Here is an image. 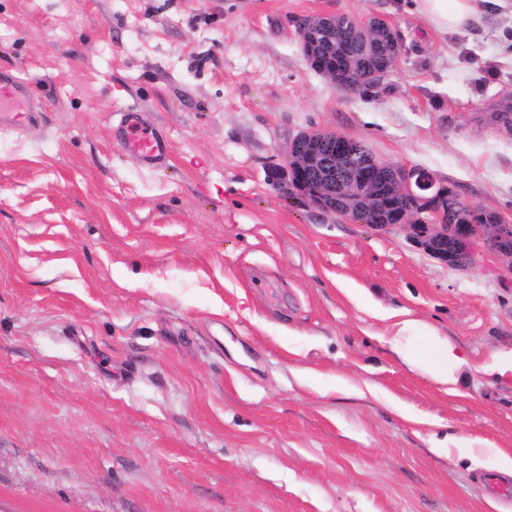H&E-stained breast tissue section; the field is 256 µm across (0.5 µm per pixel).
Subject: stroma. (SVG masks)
Listing matches in <instances>:
<instances>
[{
	"mask_svg": "<svg viewBox=\"0 0 512 512\" xmlns=\"http://www.w3.org/2000/svg\"><path fill=\"white\" fill-rule=\"evenodd\" d=\"M332 13L399 30L382 84L310 69L291 20ZM2 72L43 112L0 126V512H512L483 485L512 453L490 369L512 269L323 212L281 153L331 131L512 225L511 14L446 34L415 0H0ZM130 117L167 165L123 150ZM403 310L466 355L458 394L392 354Z\"/></svg>",
	"mask_w": 512,
	"mask_h": 512,
	"instance_id": "obj_1",
	"label": "stroma"
}]
</instances>
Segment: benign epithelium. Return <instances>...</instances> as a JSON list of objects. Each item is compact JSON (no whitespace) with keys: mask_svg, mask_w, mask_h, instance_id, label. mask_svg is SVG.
<instances>
[{"mask_svg":"<svg viewBox=\"0 0 512 512\" xmlns=\"http://www.w3.org/2000/svg\"><path fill=\"white\" fill-rule=\"evenodd\" d=\"M297 39L306 60H311L318 42L311 36L304 19L294 21ZM399 52L392 53L384 67L368 74L376 84L398 64ZM286 185L301 193L311 204L341 217H350L376 229L400 225L408 238L427 254L451 266L461 267L460 256L468 255L472 240L483 235L512 269V225L474 222L456 224L448 221V195L434 178L421 171L400 166L384 167L373 159L353 166L352 140L336 133L305 130L297 133L282 150ZM346 174L367 190L365 206L358 210L336 195V180ZM427 212L433 221L419 218Z\"/></svg>","mask_w":512,"mask_h":512,"instance_id":"7a95c632","label":"benign epithelium"}]
</instances>
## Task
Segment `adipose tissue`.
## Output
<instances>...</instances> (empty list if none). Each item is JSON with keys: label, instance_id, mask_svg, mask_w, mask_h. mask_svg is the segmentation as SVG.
<instances>
[{"label": "adipose tissue", "instance_id": "obj_1", "mask_svg": "<svg viewBox=\"0 0 512 512\" xmlns=\"http://www.w3.org/2000/svg\"><path fill=\"white\" fill-rule=\"evenodd\" d=\"M416 7L428 25L441 32L463 30L481 19L476 0H416ZM387 342L404 365L443 387L456 384L468 364L452 343L412 319L397 322Z\"/></svg>", "mask_w": 512, "mask_h": 512}]
</instances>
